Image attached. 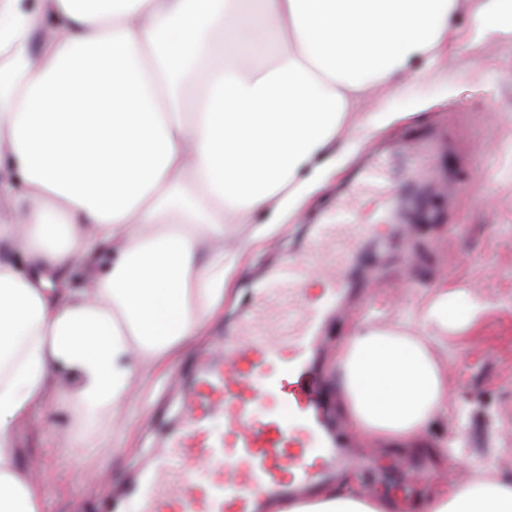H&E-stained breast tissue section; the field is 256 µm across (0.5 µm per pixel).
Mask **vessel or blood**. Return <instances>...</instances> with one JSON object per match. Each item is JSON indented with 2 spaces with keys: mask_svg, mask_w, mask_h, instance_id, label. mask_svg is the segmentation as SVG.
<instances>
[{
  "mask_svg": "<svg viewBox=\"0 0 512 512\" xmlns=\"http://www.w3.org/2000/svg\"><path fill=\"white\" fill-rule=\"evenodd\" d=\"M367 230L339 202L316 241ZM327 272L317 296L306 288L308 263ZM335 252L290 257L259 291L254 322L208 354L182 393L180 427L167 452L131 491L138 512H265L268 498H294L349 465L316 368L328 315L353 287ZM280 412L259 413L268 399Z\"/></svg>",
  "mask_w": 512,
  "mask_h": 512,
  "instance_id": "vessel-or-blood-1",
  "label": "vessel or blood"
}]
</instances>
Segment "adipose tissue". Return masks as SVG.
<instances>
[{"label":"adipose tissue","instance_id":"adipose-tissue-1","mask_svg":"<svg viewBox=\"0 0 512 512\" xmlns=\"http://www.w3.org/2000/svg\"><path fill=\"white\" fill-rule=\"evenodd\" d=\"M457 0H0V512H42L15 431L62 375L82 425L193 346L224 306V227L281 224L373 89L434 66ZM474 38L512 33V0H474ZM104 265L88 286L75 272ZM435 289L404 325L336 348L359 435L408 447L446 397ZM329 486L275 512H392ZM422 512H512V479L439 489Z\"/></svg>","mask_w":512,"mask_h":512}]
</instances>
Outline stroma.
Wrapping results in <instances>:
<instances>
[{
	"mask_svg": "<svg viewBox=\"0 0 512 512\" xmlns=\"http://www.w3.org/2000/svg\"><path fill=\"white\" fill-rule=\"evenodd\" d=\"M473 26V0H458L455 36L434 69L423 72L421 61H413L398 87L364 99L327 151L335 169L278 232L258 243L257 225H229L240 267L223 315L164 374L138 381L141 401L125 403L99 424L105 447L85 449L91 433L63 395L52 401L49 430L36 421L20 428L21 456L39 462L48 478L45 512H103L116 499L120 512H136L123 492L164 453L168 432L182 420L180 392L204 354L235 335L283 256L313 249L317 221L351 188L369 230L344 267L360 291L328 323L320 347L328 383L336 381L330 368L336 342L354 325L417 316L442 282L457 294V317L466 315L471 295L490 302L476 326L433 344L447 366V407L430 419L423 440L447 456V465L416 447L396 455L354 435L353 451L372 459L371 470L355 481L400 507L445 485L512 477V36L477 42ZM381 160L387 185L407 188L406 217L392 227L372 223L376 193L362 185L365 171Z\"/></svg>",
	"mask_w": 512,
	"mask_h": 512,
	"instance_id": "obj_1",
	"label": "stroma"
}]
</instances>
